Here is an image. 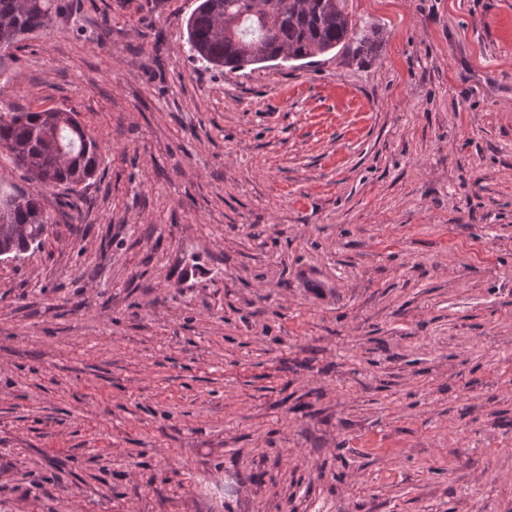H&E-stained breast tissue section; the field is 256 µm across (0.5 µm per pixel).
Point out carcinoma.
I'll return each mask as SVG.
<instances>
[{
  "instance_id": "cac0c4a2",
  "label": "carcinoma",
  "mask_w": 512,
  "mask_h": 512,
  "mask_svg": "<svg viewBox=\"0 0 512 512\" xmlns=\"http://www.w3.org/2000/svg\"><path fill=\"white\" fill-rule=\"evenodd\" d=\"M68 7L65 0H0V75L12 48L26 35L48 27ZM190 51L216 67L242 70L268 61L313 58L349 41L364 53L381 40L376 29L355 31L345 0H199L186 24ZM0 148L43 185H64L94 174L100 148L83 127H61L51 109L0 113ZM48 218L27 197L0 192V254L18 257L47 232Z\"/></svg>"
}]
</instances>
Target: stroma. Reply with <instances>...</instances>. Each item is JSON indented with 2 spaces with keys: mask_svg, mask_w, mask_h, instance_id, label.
I'll list each match as a JSON object with an SVG mask.
<instances>
[{
  "mask_svg": "<svg viewBox=\"0 0 512 512\" xmlns=\"http://www.w3.org/2000/svg\"><path fill=\"white\" fill-rule=\"evenodd\" d=\"M0 109V512H512V0H347L371 54L215 67L198 0H70ZM53 109L37 106L24 111L10 110L6 117L1 110L0 148L8 151L41 184L64 185L76 192L78 187L73 182L81 172L88 173L90 179L98 168L100 148L79 122L78 129L62 126L56 134V124L49 114ZM58 142L69 152L66 161H60ZM24 202L17 203V199ZM34 199L0 192V257H18L40 242L48 229V218ZM17 229H23L18 232Z\"/></svg>",
  "mask_w": 512,
  "mask_h": 512,
  "instance_id": "1",
  "label": "stroma"
}]
</instances>
